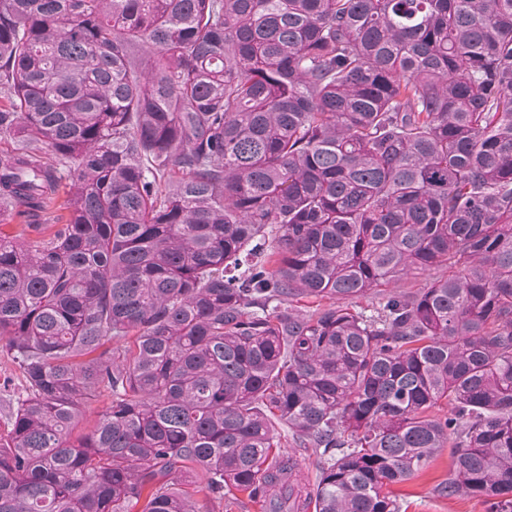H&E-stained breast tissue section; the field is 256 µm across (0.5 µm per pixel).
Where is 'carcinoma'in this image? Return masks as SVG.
I'll return each instance as SVG.
<instances>
[{"label":"carcinoma","mask_w":512,"mask_h":512,"mask_svg":"<svg viewBox=\"0 0 512 512\" xmlns=\"http://www.w3.org/2000/svg\"><path fill=\"white\" fill-rule=\"evenodd\" d=\"M0 134V512H512V0H0ZM55 208H50L46 213L40 215L39 217H33V218H25V217H19L14 212L9 217H6L7 220H5L2 223V226H0V230L3 234L9 236V237H16L18 235L22 228L25 226L22 224H26V222H35L39 224H52V218L54 215H56L59 212H55ZM23 377L19 369L9 361L0 342V433L6 434V422L12 409V398L23 388ZM6 388V390H5ZM107 393L100 394L94 401L87 403L83 417L73 432V437L89 432L95 425L99 413L110 403ZM281 434V442L284 448L281 450L285 452L295 453L299 457L301 465V478L303 482L313 484L315 475L318 469V463L320 461V452L315 448H296L293 444L291 437L287 436L286 433L279 429ZM451 448H443L411 480L386 488L397 500L400 512H486L483 501L477 498H446L435 492V487L448 480L451 466ZM207 508L209 512H263L257 502L234 488H224V500L208 503Z\"/></svg>","instance_id":"cac0c4a2"}]
</instances>
